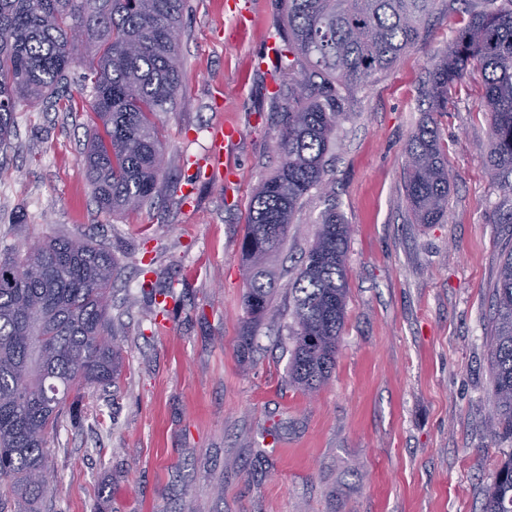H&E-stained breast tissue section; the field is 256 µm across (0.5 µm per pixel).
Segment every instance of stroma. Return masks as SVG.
<instances>
[{
    "label": "stroma",
    "instance_id": "obj_1",
    "mask_svg": "<svg viewBox=\"0 0 512 512\" xmlns=\"http://www.w3.org/2000/svg\"><path fill=\"white\" fill-rule=\"evenodd\" d=\"M485 0H437L415 44L348 98L332 146L336 211L350 227L348 300L336 366L314 395L292 384L287 285L325 208L311 192L278 256L273 319L244 306L241 242L253 189L279 164L273 135L288 67L283 0H188L182 86L157 125L173 188L122 213L101 210L83 166L95 123L83 64L66 103L19 104L0 148V254L58 235L103 243L120 272L112 333L117 386L80 396L46 443L57 476L47 512H481L512 438L493 434L494 284L512 197L487 173L479 76L443 112L427 72ZM438 130L451 175L448 220L415 224L403 167L411 134ZM236 125L227 150L241 187L197 173L209 129ZM151 273L140 275L143 265ZM173 294L163 318L144 283Z\"/></svg>",
    "mask_w": 512,
    "mask_h": 512
}]
</instances>
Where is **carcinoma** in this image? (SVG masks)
Returning a JSON list of instances; mask_svg holds the SVG:
<instances>
[{"instance_id":"1","label":"carcinoma","mask_w":512,"mask_h":512,"mask_svg":"<svg viewBox=\"0 0 512 512\" xmlns=\"http://www.w3.org/2000/svg\"><path fill=\"white\" fill-rule=\"evenodd\" d=\"M436 0H286V51L303 78L288 83V111L274 139L281 162L255 187L241 245L244 306L270 313L277 286L271 259L303 200L329 183V153L345 94L393 66L411 48ZM186 0H0V146L15 130L16 105L63 91L76 44L91 50L88 74L102 131L89 136L84 165L98 206L109 212L167 195L164 145L155 118L180 88L179 52ZM477 71L489 116L487 169L512 194V0L471 15L431 68L423 96L430 111L450 87ZM413 222L448 217L449 175L435 128L410 137L404 165ZM292 297L296 344L289 377L314 391L336 366L345 319L349 227L327 198ZM48 237L0 260V512L7 497L42 502L40 472L54 478L46 441L70 413L73 393L112 387L122 349L112 336L117 263L102 244ZM489 341L495 433L512 436V250L501 262ZM482 512H512V453L487 487Z\"/></svg>"}]
</instances>
